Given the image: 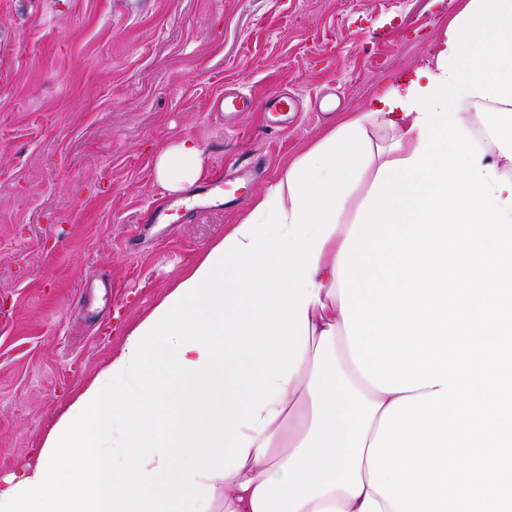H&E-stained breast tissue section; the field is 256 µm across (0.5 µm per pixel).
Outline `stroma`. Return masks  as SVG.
Returning a JSON list of instances; mask_svg holds the SVG:
<instances>
[{"label": "stroma", "mask_w": 512, "mask_h": 512, "mask_svg": "<svg viewBox=\"0 0 512 512\" xmlns=\"http://www.w3.org/2000/svg\"><path fill=\"white\" fill-rule=\"evenodd\" d=\"M0 0V481L291 160L433 63L462 0ZM252 108L221 112L225 91ZM288 90L282 127L260 109ZM190 136L238 202L171 195ZM169 224L141 216L162 202ZM209 156L192 138H180L167 144L156 156V181L169 193H178L200 181L209 171Z\"/></svg>", "instance_id": "35a3bbf8"}]
</instances>
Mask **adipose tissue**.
<instances>
[{
	"label": "adipose tissue",
	"instance_id": "ef3b65f1",
	"mask_svg": "<svg viewBox=\"0 0 512 512\" xmlns=\"http://www.w3.org/2000/svg\"><path fill=\"white\" fill-rule=\"evenodd\" d=\"M469 102L512 106V0H466L434 66L256 197L0 512H512V121L484 147ZM209 166L180 138L154 175L178 193ZM373 165L377 166V161ZM373 165L362 177L354 191L351 204L347 211L342 216V222L344 224H351L353 222L356 216L358 206L360 205L361 201L366 197L371 188V183L376 170V166Z\"/></svg>",
	"mask_w": 512,
	"mask_h": 512
}]
</instances>
